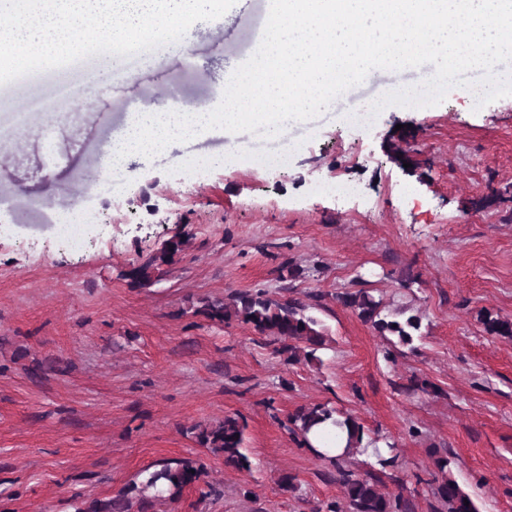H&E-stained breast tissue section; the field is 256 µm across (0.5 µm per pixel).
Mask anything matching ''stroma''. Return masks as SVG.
Masks as SVG:
<instances>
[{"label": "stroma", "mask_w": 512, "mask_h": 512, "mask_svg": "<svg viewBox=\"0 0 512 512\" xmlns=\"http://www.w3.org/2000/svg\"><path fill=\"white\" fill-rule=\"evenodd\" d=\"M266 16L267 0H231L189 49L164 45L160 64L98 86L72 122L36 115L14 131L22 99L0 79V136L13 142L0 157V512H72L76 497L115 495L163 458L206 475L156 512H317L342 488L286 423L318 403L395 442L386 491L429 478L439 450L478 512H512V338L481 321L512 318V96L478 105L483 70L464 75L472 96L454 87L440 104L360 122L428 72L382 70L287 140L217 131L131 156L111 195L87 188L90 159L132 113L214 102ZM347 178L364 201L329 192ZM70 210L86 226L80 251L58 229ZM180 232L191 238L179 260L132 287L140 253ZM287 261L302 271L295 298L323 296L320 361H286L250 325L195 315L203 299L279 292ZM362 288L420 317L414 350L390 355L338 302ZM227 416L246 424L247 469L189 432ZM285 475L295 491L282 490Z\"/></svg>", "instance_id": "obj_1"}]
</instances>
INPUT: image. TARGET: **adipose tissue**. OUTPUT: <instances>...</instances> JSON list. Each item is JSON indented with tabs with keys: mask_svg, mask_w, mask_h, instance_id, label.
I'll use <instances>...</instances> for the list:
<instances>
[{
	"mask_svg": "<svg viewBox=\"0 0 512 512\" xmlns=\"http://www.w3.org/2000/svg\"><path fill=\"white\" fill-rule=\"evenodd\" d=\"M214 5L215 0H11L12 17L0 25V71L21 72L56 58L90 28L115 47L157 30L186 48Z\"/></svg>",
	"mask_w": 512,
	"mask_h": 512,
	"instance_id": "1",
	"label": "adipose tissue"
}]
</instances>
